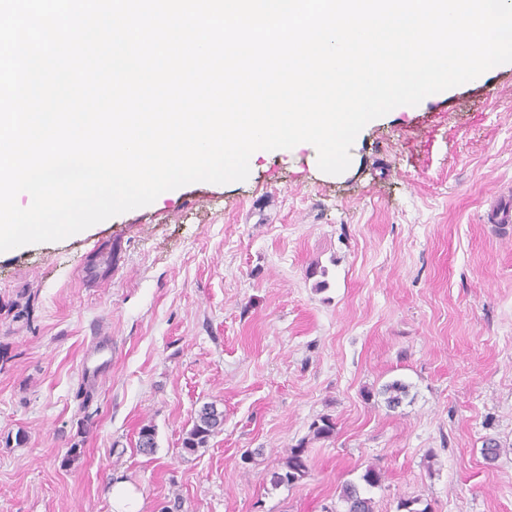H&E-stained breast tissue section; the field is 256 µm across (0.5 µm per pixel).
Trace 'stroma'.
Segmentation results:
<instances>
[{
  "label": "stroma",
  "instance_id": "stroma-1",
  "mask_svg": "<svg viewBox=\"0 0 512 512\" xmlns=\"http://www.w3.org/2000/svg\"><path fill=\"white\" fill-rule=\"evenodd\" d=\"M317 158L0 252V512H112L118 481L141 512H323L372 465L374 512H512V63L371 121L342 174ZM207 403L224 427L187 453ZM308 469L305 444H297L290 448L281 468L271 472L270 484L272 487L293 485L307 476Z\"/></svg>",
  "mask_w": 512,
  "mask_h": 512
}]
</instances>
